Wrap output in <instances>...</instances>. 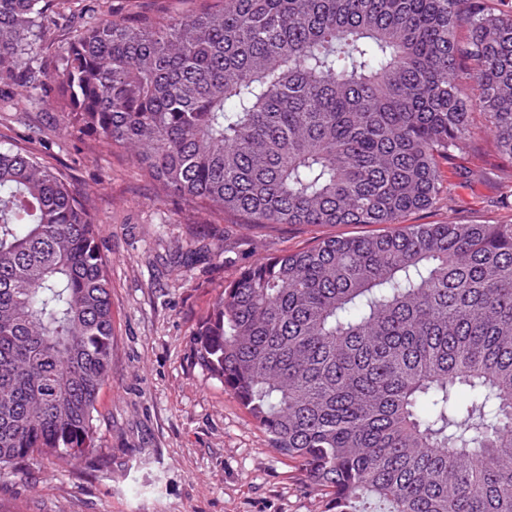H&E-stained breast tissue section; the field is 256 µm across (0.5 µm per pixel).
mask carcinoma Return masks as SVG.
<instances>
[{
	"label": "carcinoma",
	"mask_w": 512,
	"mask_h": 512,
	"mask_svg": "<svg viewBox=\"0 0 512 512\" xmlns=\"http://www.w3.org/2000/svg\"><path fill=\"white\" fill-rule=\"evenodd\" d=\"M54 2L0 0V83L55 79L67 124L165 195L249 228L388 226L249 265L193 331L196 365L328 512H512V224L404 223L475 140L512 160V14L217 0L74 25ZM45 25L68 29L50 71ZM113 345L87 197L0 147V471L97 457Z\"/></svg>",
	"instance_id": "1"
}]
</instances>
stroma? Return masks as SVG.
Segmentation results:
<instances>
[{
	"label": "stroma",
	"instance_id": "1",
	"mask_svg": "<svg viewBox=\"0 0 512 512\" xmlns=\"http://www.w3.org/2000/svg\"><path fill=\"white\" fill-rule=\"evenodd\" d=\"M57 90L0 86V146L25 145L91 196L111 261L112 372L98 403L92 466L35 458L0 478V500L21 512H326L221 383L189 357L197 321L245 266L325 237L369 234L353 224L246 229L164 196L128 156L64 125ZM448 168L450 199L410 224H512V164L489 139ZM196 256L184 264L182 251Z\"/></svg>",
	"mask_w": 512,
	"mask_h": 512
}]
</instances>
